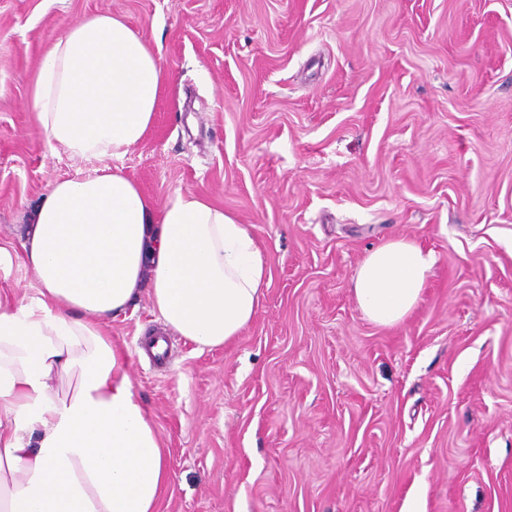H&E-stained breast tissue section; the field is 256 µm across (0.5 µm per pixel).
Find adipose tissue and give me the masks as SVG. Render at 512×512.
<instances>
[{
	"mask_svg": "<svg viewBox=\"0 0 512 512\" xmlns=\"http://www.w3.org/2000/svg\"><path fill=\"white\" fill-rule=\"evenodd\" d=\"M167 81L123 17H82L41 61L34 117L71 157L116 160L143 142ZM22 238L38 287L0 304V512H157L165 455L105 327L145 295L171 332L224 346L261 306L265 254L204 194L177 193L155 211L116 164L49 184ZM435 262L409 239L376 247L352 280L360 311L401 324Z\"/></svg>",
	"mask_w": 512,
	"mask_h": 512,
	"instance_id": "1",
	"label": "adipose tissue"
}]
</instances>
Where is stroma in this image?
<instances>
[{
	"mask_svg": "<svg viewBox=\"0 0 512 512\" xmlns=\"http://www.w3.org/2000/svg\"><path fill=\"white\" fill-rule=\"evenodd\" d=\"M109 12L169 85L117 161L157 208L206 194L270 270L223 347L174 337L148 297L112 320L171 481L158 512H512V0H0V296L35 295L26 213L74 159L34 119L49 45ZM436 262L392 328L359 310L364 256Z\"/></svg>",
	"mask_w": 512,
	"mask_h": 512,
	"instance_id": "stroma-1",
	"label": "stroma"
}]
</instances>
